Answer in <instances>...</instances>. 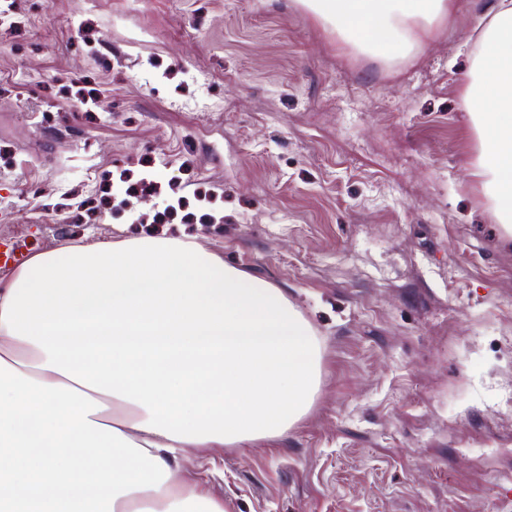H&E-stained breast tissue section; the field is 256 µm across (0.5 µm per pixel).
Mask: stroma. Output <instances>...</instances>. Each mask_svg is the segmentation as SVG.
I'll list each match as a JSON object with an SVG mask.
<instances>
[{
	"label": "stroma",
	"mask_w": 512,
	"mask_h": 512,
	"mask_svg": "<svg viewBox=\"0 0 512 512\" xmlns=\"http://www.w3.org/2000/svg\"><path fill=\"white\" fill-rule=\"evenodd\" d=\"M394 64L298 0H15L0 25V239L48 250L157 232L76 207L180 171L189 232L282 288L322 387L274 445L193 458L232 512H512V241L465 164L471 0ZM221 102L220 110L197 101Z\"/></svg>",
	"instance_id": "obj_1"
}]
</instances>
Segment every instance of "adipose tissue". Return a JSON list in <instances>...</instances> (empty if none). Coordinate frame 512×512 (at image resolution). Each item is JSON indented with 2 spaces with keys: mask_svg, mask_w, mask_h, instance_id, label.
Here are the masks:
<instances>
[{
  "mask_svg": "<svg viewBox=\"0 0 512 512\" xmlns=\"http://www.w3.org/2000/svg\"><path fill=\"white\" fill-rule=\"evenodd\" d=\"M340 45L419 50L450 0H300ZM461 90L468 170L512 233V0ZM320 341L271 282L195 237L36 252L0 285V512H229L179 459L272 442L319 392Z\"/></svg>",
  "mask_w": 512,
  "mask_h": 512,
  "instance_id": "adipose-tissue-1",
  "label": "adipose tissue"
}]
</instances>
